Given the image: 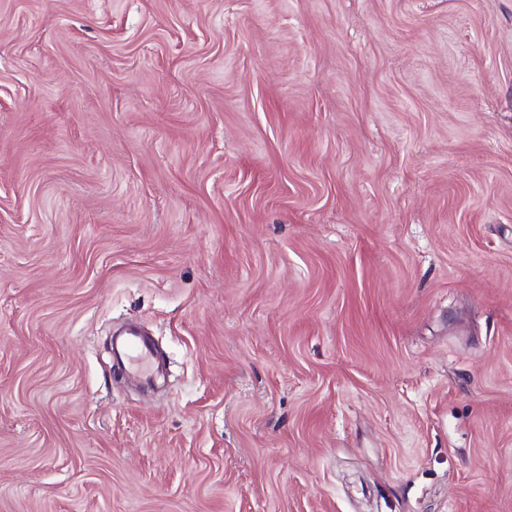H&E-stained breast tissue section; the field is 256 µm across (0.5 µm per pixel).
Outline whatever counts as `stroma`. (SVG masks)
Segmentation results:
<instances>
[{"instance_id": "1", "label": "stroma", "mask_w": 512, "mask_h": 512, "mask_svg": "<svg viewBox=\"0 0 512 512\" xmlns=\"http://www.w3.org/2000/svg\"><path fill=\"white\" fill-rule=\"evenodd\" d=\"M0 512H512V0H0ZM116 336L122 337L112 340L114 357L120 360L134 376L150 379L158 365L152 344L145 337V333L138 328L130 327Z\"/></svg>"}]
</instances>
